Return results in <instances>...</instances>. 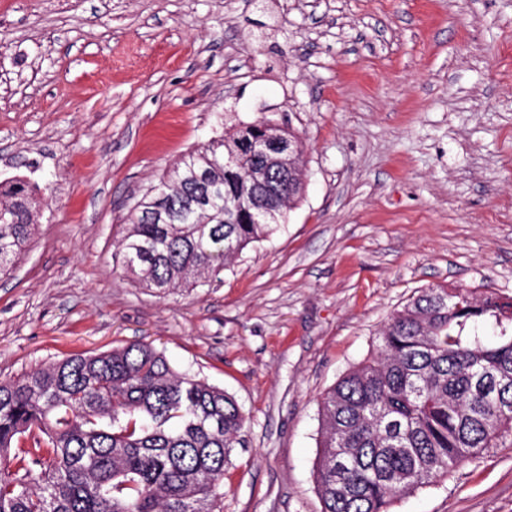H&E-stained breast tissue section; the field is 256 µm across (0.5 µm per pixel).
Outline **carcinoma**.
Wrapping results in <instances>:
<instances>
[{"label": "carcinoma", "instance_id": "1", "mask_svg": "<svg viewBox=\"0 0 512 512\" xmlns=\"http://www.w3.org/2000/svg\"><path fill=\"white\" fill-rule=\"evenodd\" d=\"M274 138L296 135L259 120L184 155L130 215L122 266L167 294L270 237L299 200L255 150ZM230 154L238 164L225 165ZM261 173L275 203L255 220ZM37 207L26 181L0 184V273ZM320 416V512H390L512 432V299L422 290L391 315L377 354L323 394ZM246 423L232 395L147 342L48 362L0 382V512H222Z\"/></svg>", "mask_w": 512, "mask_h": 512}]
</instances>
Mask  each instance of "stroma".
Returning <instances> with one entry per match:
<instances>
[{"instance_id":"stroma-1","label":"stroma","mask_w":512,"mask_h":512,"mask_svg":"<svg viewBox=\"0 0 512 512\" xmlns=\"http://www.w3.org/2000/svg\"><path fill=\"white\" fill-rule=\"evenodd\" d=\"M269 117L288 221L168 295L117 245L191 148ZM41 202L0 276V381L142 340L248 417L224 512H319L320 395L431 285L512 297V0H0V181ZM391 512H512V436Z\"/></svg>"}]
</instances>
